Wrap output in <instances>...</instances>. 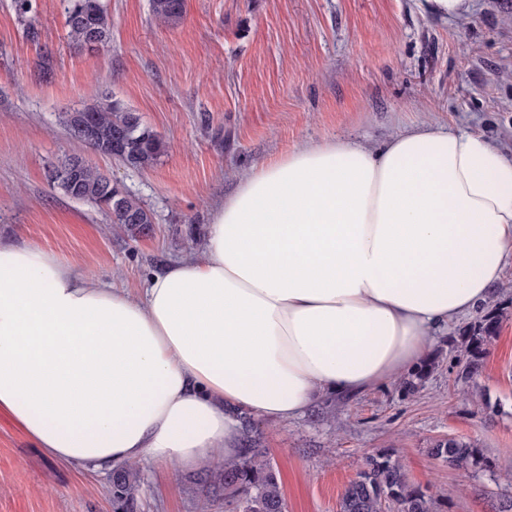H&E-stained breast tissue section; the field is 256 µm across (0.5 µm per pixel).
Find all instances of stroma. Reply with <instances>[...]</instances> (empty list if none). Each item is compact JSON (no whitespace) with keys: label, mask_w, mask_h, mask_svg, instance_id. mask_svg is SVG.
I'll return each instance as SVG.
<instances>
[{"label":"stroma","mask_w":512,"mask_h":512,"mask_svg":"<svg viewBox=\"0 0 512 512\" xmlns=\"http://www.w3.org/2000/svg\"><path fill=\"white\" fill-rule=\"evenodd\" d=\"M105 2L111 39L88 51L67 38L66 0H31L36 44L12 0H0V238L80 262L113 287H144L187 243L202 244L238 174L305 142L378 143L432 121L480 133L512 158V0H470L459 20L430 16L420 0H185L173 25L154 19L151 0ZM104 92L163 139L153 167H125L68 134L62 114ZM74 155L152 213L147 235L113 231L98 206L49 181ZM492 307L503 317L478 369L458 325L433 337L432 368L413 390L397 380L261 422L286 512H339L367 459L386 450L434 512H491L512 496V266ZM448 437L481 448L487 468L434 457ZM137 467L136 512H198L200 471ZM0 512H115L112 474L45 459L0 412Z\"/></svg>","instance_id":"obj_1"}]
</instances>
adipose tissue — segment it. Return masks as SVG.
I'll return each mask as SVG.
<instances>
[{
    "label": "adipose tissue",
    "mask_w": 512,
    "mask_h": 512,
    "mask_svg": "<svg viewBox=\"0 0 512 512\" xmlns=\"http://www.w3.org/2000/svg\"><path fill=\"white\" fill-rule=\"evenodd\" d=\"M512 262V159L421 123L304 143L242 175L194 258L130 293L0 241V411L44 456L105 470L236 457L238 412L417 370Z\"/></svg>",
    "instance_id": "1"
}]
</instances>
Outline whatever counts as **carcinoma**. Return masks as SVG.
<instances>
[{
	"mask_svg": "<svg viewBox=\"0 0 512 512\" xmlns=\"http://www.w3.org/2000/svg\"><path fill=\"white\" fill-rule=\"evenodd\" d=\"M13 8L26 37L34 42L39 40L37 25L28 17L31 0H13ZM151 10L156 20L173 24L182 17L184 0H151ZM66 26L71 43L78 47L106 44L112 35V20L103 0H69ZM85 121L95 129V140L89 147L108 156L120 150L129 168H151L164 153L162 138L118 100L101 98L62 117L72 137L78 136L79 126ZM75 162L76 159L69 158L57 166L59 170L70 169L66 179L52 180L57 188L70 198L90 201L104 209L119 231L139 237L149 229L154 223L152 214L122 185H112L100 170L84 162L77 166ZM498 321V315L486 314L463 331L473 364L483 358L486 345L496 335ZM241 424L244 436L241 455L228 460L223 452H217L208 476L209 485L235 493L241 512H286L276 469L259 447V437L250 418L241 417ZM432 454L459 469L487 467L479 448L456 438L437 441ZM140 481L138 469L131 466L116 469L112 497L117 512H133L136 507L133 492ZM389 502L397 504L400 512H433L427 496L407 482L402 464L392 455L381 453L370 458L365 469L346 488L339 512H384Z\"/></svg>",
	"mask_w": 512,
	"mask_h": 512,
	"instance_id": "1",
	"label": "carcinoma"
}]
</instances>
